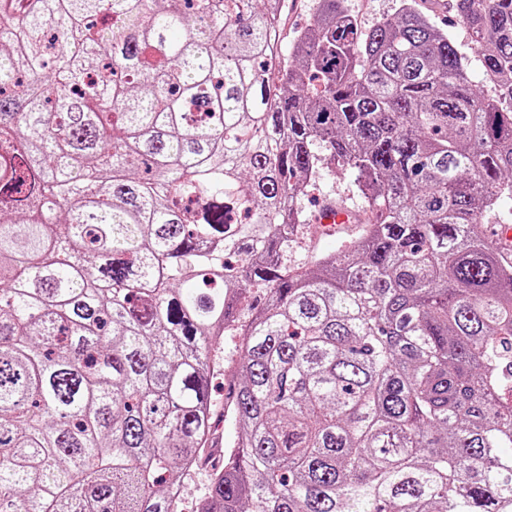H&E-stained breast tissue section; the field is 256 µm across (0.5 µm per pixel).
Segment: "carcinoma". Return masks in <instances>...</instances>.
<instances>
[{"label": "carcinoma", "mask_w": 512, "mask_h": 512, "mask_svg": "<svg viewBox=\"0 0 512 512\" xmlns=\"http://www.w3.org/2000/svg\"><path fill=\"white\" fill-rule=\"evenodd\" d=\"M0 0V512H512V0ZM324 153H319L316 146ZM359 237L283 268L323 161ZM255 290L257 305L240 296ZM316 0H286L280 19L281 46L288 55L298 31L307 28L313 22ZM401 0H347L345 6L358 27L367 32L384 21L394 20ZM432 19L437 26L448 31L458 53L464 58L467 64L468 74L473 84L480 88L486 87L487 84L485 82V72L481 57L477 53L464 26L458 22L447 8L434 9ZM240 339L239 336H224L218 345L221 370L214 375L210 386L211 409L217 425L202 449L198 463L185 479L180 512H195L196 504L207 493L213 472L224 463V448L235 439V424L224 421V411L226 414L230 402V385L239 370Z\"/></svg>", "instance_id": "1"}]
</instances>
